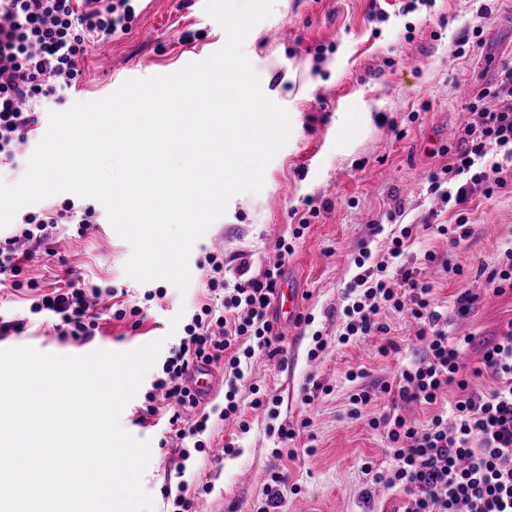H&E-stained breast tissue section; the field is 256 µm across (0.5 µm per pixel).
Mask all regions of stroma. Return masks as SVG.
Here are the masks:
<instances>
[{
	"label": "stroma",
	"instance_id": "35a3bbf8",
	"mask_svg": "<svg viewBox=\"0 0 512 512\" xmlns=\"http://www.w3.org/2000/svg\"><path fill=\"white\" fill-rule=\"evenodd\" d=\"M493 5L491 18L483 20L476 0H419L409 13L400 12L398 0H276L272 15L251 30L243 51L265 94L288 110L291 135L267 166L262 190L232 197L225 214L194 244L188 289L128 277L125 264L132 248L100 205L97 222L86 234H78L73 224L58 225L52 253L38 255L27 275L46 291L71 279L122 290L129 304L143 307L141 325L112 319L101 304L95 337L77 341L59 336L51 322L28 319L26 303L0 290V311L28 320L21 332L0 338V349L30 346L77 356L93 348L127 352L159 339L161 357H169L180 340L169 332L171 319L210 298L202 286L209 256L218 253L229 261L250 255L251 271L259 273L272 258L275 241L293 239L300 217L316 207L318 216L300 239H293L294 251L284 266L285 275L304 288L305 312L312 322L286 335L281 354L256 355L246 368L238 400L250 429L240 432L231 420L215 423L214 441L233 443L239 453L208 461L201 476L212 491L196 508L256 512L265 492L262 474L281 469L288 480L278 512H334L340 504L346 512H377L388 490L371 485L362 465L370 461L380 469L391 467L386 434L371 430L368 418H349V398L356 386L376 388L395 381L423 347L415 337V321L393 310L380 316L385 332L337 344L344 321L342 293L359 250L366 246L380 256L386 232L413 225L415 240L406 254L412 260L428 250L437 255L424 276L433 285L435 310L451 315L449 340L473 339L462 356L466 369L479 366L483 346L512 320L510 292L481 294L471 315L451 314L460 289L482 283V268L512 246V185L465 205L472 234L455 247L436 227L456 223L458 215L430 193L427 182L448 163L442 148L454 144L472 121L469 102L500 82L503 67L512 66V0H494ZM466 25L482 27L484 46L459 56L454 40ZM226 39L215 20L195 13L191 0H152L126 34L104 46L91 45L82 66L94 74V82H81L44 109L61 112L77 102L105 98L132 69L177 72L186 58L207 59L211 48L225 45ZM74 253L82 257L76 267L69 263ZM448 260L463 265V275L447 273L443 264ZM159 288L164 297L146 300L147 292ZM317 332L327 346L312 359L308 352ZM390 341L395 350L382 353ZM352 371L360 373L359 382L348 381ZM157 374L154 368L147 372L120 423L136 439L150 442L143 486L153 499L152 512H166L162 490L173 479L175 465L160 447L167 422L158 415L142 416L144 397ZM253 384L277 396V419L251 409ZM318 384L324 393L303 404L304 394ZM277 422L299 428L292 443L295 457L273 456L277 437L270 429Z\"/></svg>",
	"mask_w": 512,
	"mask_h": 512
}]
</instances>
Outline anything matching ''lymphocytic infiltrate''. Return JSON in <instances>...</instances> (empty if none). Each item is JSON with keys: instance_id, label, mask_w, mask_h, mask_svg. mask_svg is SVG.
Returning <instances> with one entry per match:
<instances>
[{"instance_id": "f902f5d3", "label": "lymphocytic infiltrate", "mask_w": 512, "mask_h": 512, "mask_svg": "<svg viewBox=\"0 0 512 512\" xmlns=\"http://www.w3.org/2000/svg\"><path fill=\"white\" fill-rule=\"evenodd\" d=\"M133 0H0V161L10 175L20 172L21 147L39 129L42 108L62 91L76 88L90 40H111L127 32L134 20ZM474 119L461 131L447 168L430 177L429 188L455 208L473 196L492 198L512 180V67L495 88L481 90L469 106ZM95 222L92 207L66 204L22 216L11 235L0 240V286L29 288L30 314L56 318L60 335L89 341L98 328L93 311L102 289L92 283L37 293L35 281L25 280V259L19 248L48 246L59 224H73L85 234ZM412 226L391 235L385 259L375 262L370 251L354 260L356 274L343 293L346 323L338 344L357 342L383 331L381 311L403 312L417 320L421 357L401 373L396 384L380 390L363 388L350 397L351 418H367L371 428L386 426L393 464L384 472L365 464L372 481L406 494L409 512H512V321L500 338L486 346L481 363L498 381L491 392L470 389L461 375L460 355L472 342L448 338V316L431 306L430 283L418 268L403 264ZM294 251L277 240L275 257L263 272L251 274V263L239 256L233 279L224 276V260L211 255L205 273L209 290H223L220 306L201 305L184 328V335L163 363L145 395L144 417L164 414L169 432L178 440L176 484L163 490L172 512H196L200 495L212 486L187 478L189 463L210 452L209 422L182 385V377L197 360L223 363L229 369L228 389L218 416L225 421L239 410L238 381L242 360L255 354L276 355L282 336L267 309L283 273L285 258ZM461 395L424 427H415L399 413L368 418L377 392L393 393L403 401L437 404L449 386Z\"/></svg>"}]
</instances>
